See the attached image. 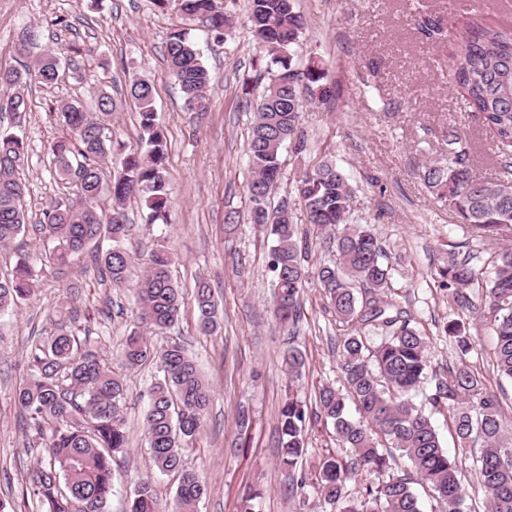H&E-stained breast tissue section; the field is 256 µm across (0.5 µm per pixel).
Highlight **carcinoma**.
Masks as SVG:
<instances>
[{
    "mask_svg": "<svg viewBox=\"0 0 512 512\" xmlns=\"http://www.w3.org/2000/svg\"><path fill=\"white\" fill-rule=\"evenodd\" d=\"M161 10L174 9L207 35L221 39L228 19L217 0H154ZM248 22L258 47L265 49L268 74L261 99L253 108L248 134V223L271 238L270 271L273 318L295 327L302 314V293L313 280L323 288L346 333L341 344V370L346 392L325 387L319 394V414L333 425L340 447L352 450L343 460L331 453L317 467L314 488L336 512H423L415 485H426L437 503L436 512H464L465 493L456 460L448 456L432 422V413L448 410L451 427L462 448H476L475 473L486 497L488 512H512V432L500 413L496 395L466 365L448 371L434 388L428 381L427 341L396 305L386 300L392 290L388 265L374 228L351 223L353 189L343 170L326 158L296 181L295 192L304 204L308 224L320 233L333 232L329 243L336 264L309 271L299 247V225L287 203L271 207L270 197L281 178L280 155L286 144L304 148L300 87L327 93L328 73L322 63L298 64L293 47L305 28L296 0H249ZM460 57L453 80L466 95L473 111L492 129L498 148L509 160L503 176L490 181L473 175L460 164L467 160L466 140L448 128V159L421 166L427 191L448 201L461 222L486 237L512 235V26L473 25L458 37ZM169 75L180 85L184 109L203 112L209 73L189 29L171 31L166 41ZM65 78L58 49L46 48L32 64L0 70V86L13 90L0 97V247L9 246L25 231V182L19 177L28 144L22 130L28 112L24 87L36 83L51 87ZM129 93L140 125V148L126 149L112 139L110 121L116 100L104 89L97 91L92 111L64 103L53 113L65 127L47 148L55 172L69 193L48 200L34 233L52 244L44 266L61 268L92 247L93 261L110 288L131 289L138 306L140 326L122 350L128 368L149 361L157 364L144 410L145 443L157 471L178 474L171 512H196L208 487L184 465V454L201 433L211 402L210 390L194 358L172 340L156 348L148 333L159 334L181 317L183 296L172 279L171 253H149L146 268L130 285L131 254L124 247L128 236L126 203L141 199L146 223L166 224L171 188L166 176V135L155 108L153 85L133 79ZM121 156L120 167L106 172L102 162L110 154ZM105 242L107 247L99 248ZM486 277L472 257L448 253L440 270L448 301L464 315L477 309L471 288L484 281L488 308L483 318L496 338V367L512 380V247H502L491 260ZM34 274L28 260L16 263L0 278V310L16 307L34 293ZM198 331L215 332L219 310L208 282L195 284ZM373 325L382 332L379 343L365 336ZM454 338L460 355L472 350L461 322L444 328ZM88 317L68 302L52 319L46 335L30 341L27 373L15 389L14 401L23 425L41 439L44 461L29 473V487L41 512H105L112 496L114 467L123 462L128 436L123 415L126 385L88 348ZM290 374L301 377L305 356L295 347L284 354ZM420 393L431 412L416 405ZM353 401L358 417L349 415ZM307 405L291 396L279 419L280 464L288 469L292 494L306 502L308 478L296 472L305 451ZM404 458L409 469L394 471ZM371 478L359 490L349 481L358 472ZM130 512H166L159 503L154 482L139 481Z\"/></svg>",
    "mask_w": 512,
    "mask_h": 512,
    "instance_id": "carcinoma-1",
    "label": "carcinoma"
}]
</instances>
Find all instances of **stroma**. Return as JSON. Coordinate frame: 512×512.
I'll list each match as a JSON object with an SVG mask.
<instances>
[{
	"instance_id": "obj_1",
	"label": "stroma",
	"mask_w": 512,
	"mask_h": 512,
	"mask_svg": "<svg viewBox=\"0 0 512 512\" xmlns=\"http://www.w3.org/2000/svg\"><path fill=\"white\" fill-rule=\"evenodd\" d=\"M230 20L223 41L192 31L210 72L209 108L188 112L182 93L169 75L166 40L182 26L175 11L158 9L152 0H0V67L20 66L15 48L21 34L36 46L70 44L94 47L78 76L49 88H33L23 126L29 157L22 172L32 227L40 223L46 200L60 195L46 154L59 134L51 108L63 102L91 106L98 88H106L121 106L112 116V135L129 148L139 140V117L125 97L132 78L154 85L158 118L167 138L166 175L172 187L170 221L147 223L139 199L127 203L130 231L126 246L140 277L148 252L162 246L173 256L172 275L182 289L177 325L154 335L161 346L181 341L196 359L212 392L203 428L185 453L188 467L209 487L198 512H239L246 488L262 491L253 512H323L317 494L300 506L289 489L288 471L277 453L279 412L290 389H298L308 406L303 468L314 475L323 455L349 457L339 447L332 425L318 415L323 387L344 390L336 316L316 285L305 288L303 317L296 330L274 321L271 311L270 239L247 224L246 164L252 113L242 105L243 89L260 96L267 83L257 63L259 51L247 21V0H220ZM307 28L295 47L299 62L320 59L329 68L330 94L305 101L302 128L307 149L286 145L282 177L272 203L287 202L298 223L306 212L294 185L306 168L323 157L336 162L354 188L353 218L372 225L391 267L394 299L426 336L430 374L444 376L467 363L485 388L497 395L504 421L512 422V381L496 369V340L478 315L466 320L473 349L460 359L444 325L457 314L440 286L438 269L449 248L471 255L487 268L498 244L459 222L447 203L429 195L419 168L445 161L449 128L467 140L473 172L492 180L501 160L479 113L471 111L451 76L458 60L457 34L470 24H512V0H297ZM440 22L444 36L429 40L418 23ZM239 222L224 221L227 212ZM205 279L222 311L215 334L197 329L192 296L197 279ZM90 318L97 350L128 389L124 416L129 437L126 460L114 470L107 512H127L135 484L151 478L159 497L172 501L175 475L159 473L145 447L143 410L157 369L147 363L129 369L121 360L122 344L135 328L137 305L129 290L99 283L89 257L74 259L59 273L38 279L34 295L18 307L0 312V504L6 512H39L26 492L28 472L41 457L37 440L17 421L14 390L23 377L31 337L44 334L49 316L64 297ZM297 347L306 356L303 376L292 381L283 353ZM432 420L450 456L463 471L467 503L486 512L476 484L473 451L457 447L447 413Z\"/></svg>"
}]
</instances>
